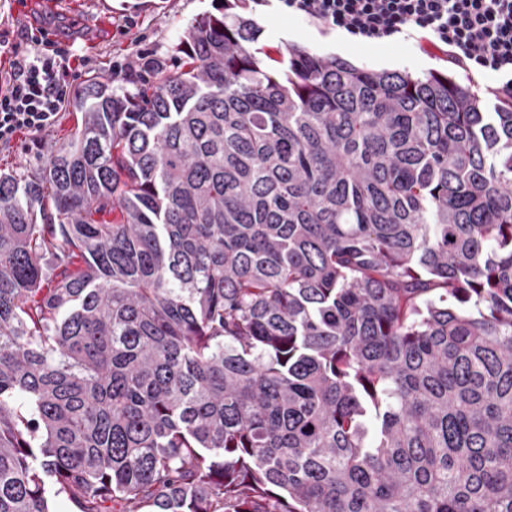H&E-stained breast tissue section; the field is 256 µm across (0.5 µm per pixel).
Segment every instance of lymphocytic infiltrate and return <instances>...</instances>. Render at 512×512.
<instances>
[{
	"mask_svg": "<svg viewBox=\"0 0 512 512\" xmlns=\"http://www.w3.org/2000/svg\"><path fill=\"white\" fill-rule=\"evenodd\" d=\"M279 11L363 41H412L465 71H491L493 92L512 104V0H276ZM6 89H0V143L53 126L74 80L69 49L24 34Z\"/></svg>",
	"mask_w": 512,
	"mask_h": 512,
	"instance_id": "f902f5d3",
	"label": "lymphocytic infiltrate"
}]
</instances>
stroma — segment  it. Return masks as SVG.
I'll return each mask as SVG.
<instances>
[{"instance_id":"obj_1","label":"stroma","mask_w":512,"mask_h":512,"mask_svg":"<svg viewBox=\"0 0 512 512\" xmlns=\"http://www.w3.org/2000/svg\"><path fill=\"white\" fill-rule=\"evenodd\" d=\"M247 13L260 27L259 41L271 50L297 44L323 56H338L356 66L423 74L432 69L448 70L439 55L421 51L414 43L365 44L334 30H322L309 20L291 17L247 0ZM213 9V0H57L55 7L39 0H0V33L13 42L31 27L51 30L56 40L71 46L81 88L89 76L111 81L113 87L135 91L143 63L154 59L177 64L179 43L188 24ZM135 15L137 28L120 35L116 26L126 15ZM122 63L114 74L113 63ZM78 112L65 103L57 123L37 136L0 145V171L11 170L21 177L40 173L49 147L74 130Z\"/></svg>"}]
</instances>
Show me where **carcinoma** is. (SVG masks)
<instances>
[{"mask_svg":"<svg viewBox=\"0 0 512 512\" xmlns=\"http://www.w3.org/2000/svg\"><path fill=\"white\" fill-rule=\"evenodd\" d=\"M216 2L0 172V512H512V105Z\"/></svg>","mask_w":512,"mask_h":512,"instance_id":"1","label":"carcinoma"}]
</instances>
